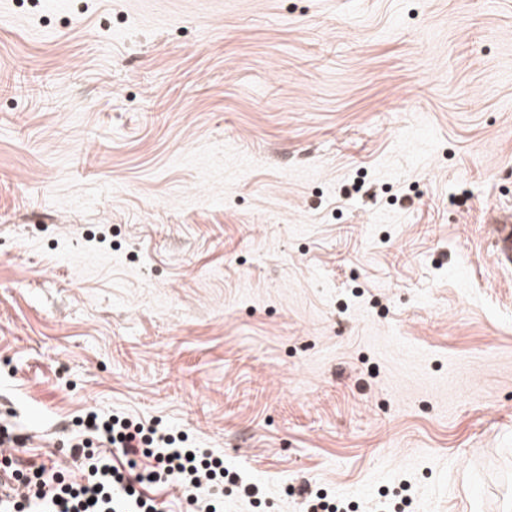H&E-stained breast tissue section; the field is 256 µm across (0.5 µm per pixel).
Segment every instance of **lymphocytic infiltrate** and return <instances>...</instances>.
Returning a JSON list of instances; mask_svg holds the SVG:
<instances>
[{"label": "lymphocytic infiltrate", "instance_id": "obj_1", "mask_svg": "<svg viewBox=\"0 0 512 512\" xmlns=\"http://www.w3.org/2000/svg\"><path fill=\"white\" fill-rule=\"evenodd\" d=\"M80 425L69 451L85 466L82 478L5 455L0 471L23 490L0 500V512H158L159 488L176 493L181 512H224L223 498L210 494V486L240 485L223 460L183 447L161 420L89 412Z\"/></svg>", "mask_w": 512, "mask_h": 512}]
</instances>
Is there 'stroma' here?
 Returning <instances> with one entry per match:
<instances>
[{
    "instance_id": "stroma-1",
    "label": "stroma",
    "mask_w": 512,
    "mask_h": 512,
    "mask_svg": "<svg viewBox=\"0 0 512 512\" xmlns=\"http://www.w3.org/2000/svg\"><path fill=\"white\" fill-rule=\"evenodd\" d=\"M509 204L512 0H0V427L512 512ZM491 224L492 258L500 268L512 267V213L500 208Z\"/></svg>"
}]
</instances>
